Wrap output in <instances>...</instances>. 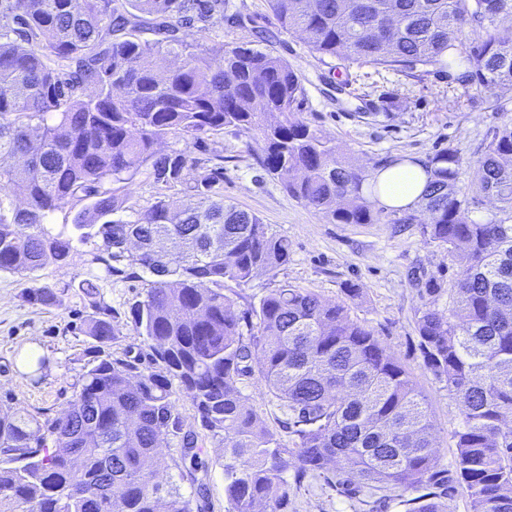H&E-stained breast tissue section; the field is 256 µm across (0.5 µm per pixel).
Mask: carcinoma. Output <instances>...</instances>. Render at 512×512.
Segmentation results:
<instances>
[{
	"mask_svg": "<svg viewBox=\"0 0 512 512\" xmlns=\"http://www.w3.org/2000/svg\"><path fill=\"white\" fill-rule=\"evenodd\" d=\"M281 30L319 59L364 62L414 78L446 73L492 90L512 85V0H266ZM224 0H0V272L22 279L67 263L74 243L153 276L132 306L149 343L142 358H112V310L95 306L86 333L96 356L58 417L0 411V512H192L162 442L197 447L172 381L200 426L224 448L227 510L287 512L296 482L340 466L349 495L424 488L406 512H512V123L492 129L467 180L457 150L427 158L432 180L420 224L459 277L452 307L428 281L415 312L424 363L461 404L451 474L438 469L435 426L416 382L349 308L285 284L238 317L224 283H247L288 263V239L224 203L212 168L182 197L162 194L121 216L115 185L145 173L175 188L199 165L188 149L159 153L170 135L200 140L234 127L265 143L259 164L287 176L286 192L332 224H378L364 186L372 173L300 117L304 88L283 59L246 45L189 42ZM147 29L154 39L136 35ZM180 57L177 67L170 57ZM114 184L107 188L105 184ZM493 197L498 213H472ZM88 201L55 229L53 213ZM257 322H252V319ZM258 377L286 409L295 447L281 444L239 384Z\"/></svg>",
	"mask_w": 512,
	"mask_h": 512,
	"instance_id": "carcinoma-1",
	"label": "carcinoma"
}]
</instances>
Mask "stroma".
Listing matches in <instances>:
<instances>
[{"label":"stroma","mask_w":512,"mask_h":512,"mask_svg":"<svg viewBox=\"0 0 512 512\" xmlns=\"http://www.w3.org/2000/svg\"><path fill=\"white\" fill-rule=\"evenodd\" d=\"M228 17L203 30L205 44L243 42L279 56L297 71L305 88L302 118L348 153L352 162L368 168L399 157L427 158L436 149L457 150L462 170L481 155L489 129L512 122V86L486 92L448 82L445 75L417 79L361 62L316 59L299 35L283 32L267 9L266 0H230ZM189 148L193 157L222 163L224 200L258 215L270 232L291 244L290 258L276 273L258 274L247 285L226 283L235 313L258 306L282 284L307 288L325 301L343 302L353 320L373 330L413 375L431 409L438 448V467L454 463L453 433L461 417L458 402L427 369L418 346L415 311L420 290L435 280L452 288L457 262L436 244L426 242L417 224H332L305 203L289 197L280 178L269 176L257 163L264 152L259 136L228 128L188 145L181 135L169 136L160 152ZM92 245H76L65 266L50 265L28 279L0 272V410L55 417L68 406L94 342L83 322L95 305L112 309L113 357L144 353V343L131 314L132 304L147 288L146 278L115 276L101 280L96 295L78 288L97 274ZM51 286L57 303L44 307L27 298L29 289ZM360 294L348 298L346 290ZM38 345L44 366L35 371L22 360L30 345ZM241 388L286 447L296 438L285 424L286 413L272 401L258 379ZM197 458L205 462L203 485L180 481L182 493L202 512H225L223 450L218 441L200 436ZM288 512H406L398 493L382 502L353 498L323 479L288 486Z\"/></svg>","instance_id":"obj_1"}]
</instances>
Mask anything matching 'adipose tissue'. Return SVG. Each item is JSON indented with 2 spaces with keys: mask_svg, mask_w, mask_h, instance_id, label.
<instances>
[{
  "mask_svg": "<svg viewBox=\"0 0 512 512\" xmlns=\"http://www.w3.org/2000/svg\"><path fill=\"white\" fill-rule=\"evenodd\" d=\"M377 186L371 199L376 206L416 209L423 202V193L431 173L418 161L403 160L375 171Z\"/></svg>",
  "mask_w": 512,
  "mask_h": 512,
  "instance_id": "1",
  "label": "adipose tissue"
}]
</instances>
